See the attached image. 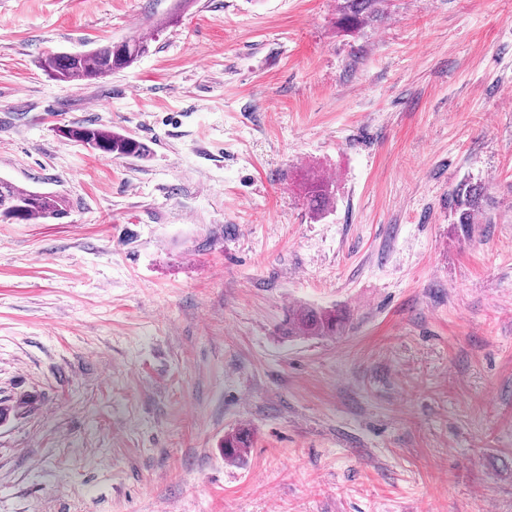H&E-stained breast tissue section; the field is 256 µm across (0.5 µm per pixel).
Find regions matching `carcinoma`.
<instances>
[{
    "instance_id": "carcinoma-1",
    "label": "carcinoma",
    "mask_w": 512,
    "mask_h": 512,
    "mask_svg": "<svg viewBox=\"0 0 512 512\" xmlns=\"http://www.w3.org/2000/svg\"><path fill=\"white\" fill-rule=\"evenodd\" d=\"M385 0H343L340 23L348 30L359 29L381 18ZM148 51L147 41L132 38L120 43L100 46L83 54L50 55L44 67L53 78L76 83H86L124 69ZM67 140L81 142L94 150L117 158L140 157L147 146L121 133L97 128L91 124H74L60 129ZM483 187L469 182L460 183L453 190L456 223L465 233H470L474 218L480 210ZM310 210L319 212L330 202L324 183L310 184L307 194ZM68 200L60 195L41 192L0 178V215L17 216L22 223L39 221L49 223L67 216ZM290 331L304 336H330L336 333L339 320L333 310L301 309L293 312L289 320ZM251 445L249 432L239 429L224 436V458L241 457Z\"/></svg>"
}]
</instances>
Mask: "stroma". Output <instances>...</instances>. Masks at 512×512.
I'll use <instances>...</instances> for the list:
<instances>
[{"instance_id":"35a3bbf8","label":"stroma","mask_w":512,"mask_h":512,"mask_svg":"<svg viewBox=\"0 0 512 512\" xmlns=\"http://www.w3.org/2000/svg\"><path fill=\"white\" fill-rule=\"evenodd\" d=\"M339 7L0 0V178L70 202L0 222V512H512V0ZM385 0H343L340 23L348 30H355L377 21L384 14ZM147 51V41L132 38L116 44L111 42L83 54L50 55L45 59L44 67L57 80L86 83L129 67ZM61 136L67 140L81 142L94 150L113 155L117 158L140 157L147 152V146L121 133L94 127L92 124H74L60 129ZM484 188L480 184L469 182L460 183L453 190V203L455 210V224H460L465 233L469 235L475 224V216L480 210L481 198ZM290 331L303 336H330L336 334L339 320L336 311L301 309L293 312ZM249 432L239 429L236 432L224 436V459H236L241 457L251 446Z\"/></svg>"}]
</instances>
